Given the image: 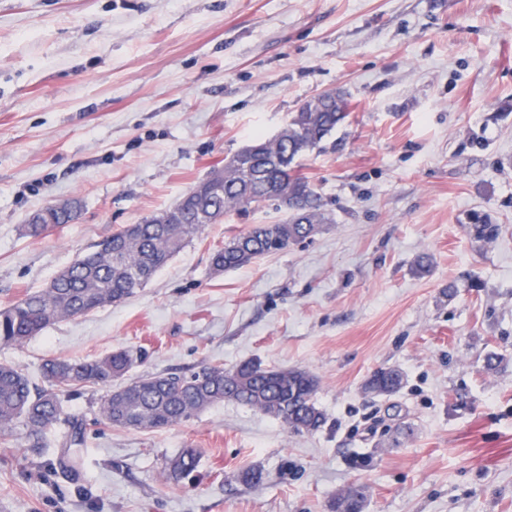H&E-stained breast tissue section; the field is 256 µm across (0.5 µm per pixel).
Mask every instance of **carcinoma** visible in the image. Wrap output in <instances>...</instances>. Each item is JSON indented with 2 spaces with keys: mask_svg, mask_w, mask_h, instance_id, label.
I'll return each mask as SVG.
<instances>
[{
  "mask_svg": "<svg viewBox=\"0 0 512 512\" xmlns=\"http://www.w3.org/2000/svg\"><path fill=\"white\" fill-rule=\"evenodd\" d=\"M348 116L347 102L339 94L319 107L304 102L276 137L255 136L225 160L219 178L203 181L184 195L176 203L182 223L156 224L150 217L128 224L57 273L46 288L1 308L0 343L20 346L54 321L125 301L205 225L218 223L230 212L275 204L288 211V218L279 224H258L214 249L211 267L216 274L314 237L331 218L297 163L321 149ZM136 361L124 349L91 361L47 359L41 367L43 388L34 386L16 365L0 363V438L12 436L20 423L31 446L40 447L45 432L61 420L65 399L90 384L107 389L101 404L104 419L130 431L165 429L224 401L261 410L294 433L314 432L326 423L316 403L318 380L305 369H269L251 362L229 370L210 365L189 374L141 375L112 389V381L125 376ZM403 385L402 372L390 368L385 374L375 371L365 389L390 395ZM83 441L81 424L69 422L57 459L60 467H70V449ZM198 462L197 453L187 449L168 462L167 476L177 481L193 472ZM365 503L360 490L352 488L330 508L363 512Z\"/></svg>",
  "mask_w": 512,
  "mask_h": 512,
  "instance_id": "1",
  "label": "carcinoma"
}]
</instances>
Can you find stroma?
Masks as SVG:
<instances>
[{"label":"stroma","mask_w":512,"mask_h":512,"mask_svg":"<svg viewBox=\"0 0 512 512\" xmlns=\"http://www.w3.org/2000/svg\"><path fill=\"white\" fill-rule=\"evenodd\" d=\"M335 90L349 116L301 168L334 218L310 243L213 274L214 248L284 217L233 212L125 302L0 344L38 385L46 359L119 348L133 378L302 368L324 427L226 401L128 431L92 387L64 404L72 473L61 428L0 440V512H329L356 486L364 512H512V0H0V308ZM74 198L73 222L25 234ZM391 366L401 391L366 393ZM186 448L197 472L168 480ZM83 441L84 432L81 424H79L78 422L70 421L69 430L63 442L64 448H61V453L57 459V462L60 465V467L72 469V466L69 464V451L72 447L82 445Z\"/></svg>","instance_id":"stroma-1"}]
</instances>
